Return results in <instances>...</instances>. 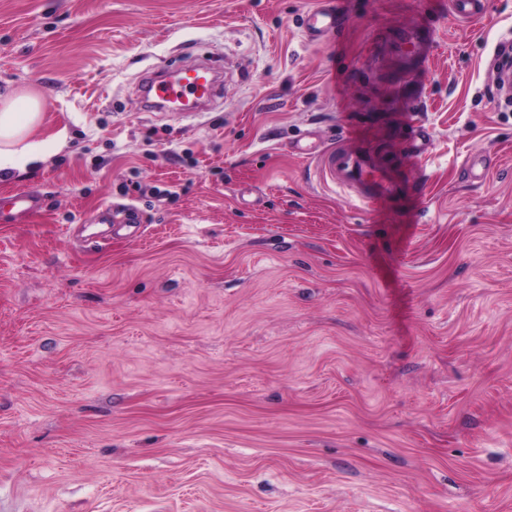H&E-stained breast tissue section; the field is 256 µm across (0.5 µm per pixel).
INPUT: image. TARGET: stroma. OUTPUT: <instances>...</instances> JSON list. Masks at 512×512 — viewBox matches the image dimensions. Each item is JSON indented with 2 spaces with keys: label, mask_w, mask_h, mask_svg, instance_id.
Returning a JSON list of instances; mask_svg holds the SVG:
<instances>
[{
  "label": "stroma",
  "mask_w": 512,
  "mask_h": 512,
  "mask_svg": "<svg viewBox=\"0 0 512 512\" xmlns=\"http://www.w3.org/2000/svg\"><path fill=\"white\" fill-rule=\"evenodd\" d=\"M333 2L312 44L315 0H0V89L67 133L0 179L41 201L0 214V512H512V0ZM204 58L207 111H145ZM348 142L405 192L324 180ZM348 20L337 10L331 0H318L302 18L304 36L310 43L319 44L339 32Z\"/></svg>",
  "instance_id": "35a3bbf8"
}]
</instances>
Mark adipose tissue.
Masks as SVG:
<instances>
[{"label":"adipose tissue","mask_w":512,"mask_h":512,"mask_svg":"<svg viewBox=\"0 0 512 512\" xmlns=\"http://www.w3.org/2000/svg\"><path fill=\"white\" fill-rule=\"evenodd\" d=\"M44 120V99L29 88L0 93V173L25 170L43 161L50 149L66 143L64 131L42 139L38 130Z\"/></svg>","instance_id":"obj_1"}]
</instances>
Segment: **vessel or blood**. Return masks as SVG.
I'll return each mask as SVG.
<instances>
[{
  "label": "vessel or blood",
  "instance_id": "b4317fda",
  "mask_svg": "<svg viewBox=\"0 0 512 512\" xmlns=\"http://www.w3.org/2000/svg\"><path fill=\"white\" fill-rule=\"evenodd\" d=\"M347 24L346 17L332 0H317L302 18L304 36L310 43L319 44L338 34ZM203 75L182 79L153 76L142 85V97L148 107L165 109L170 103L194 97L212 101L217 94L219 69L213 61L202 65ZM323 173L333 183L352 191L357 199L367 202L393 194L400 186L394 170L371 155L358 154L340 147L327 155Z\"/></svg>",
  "mask_w": 512,
  "mask_h": 512
}]
</instances>
